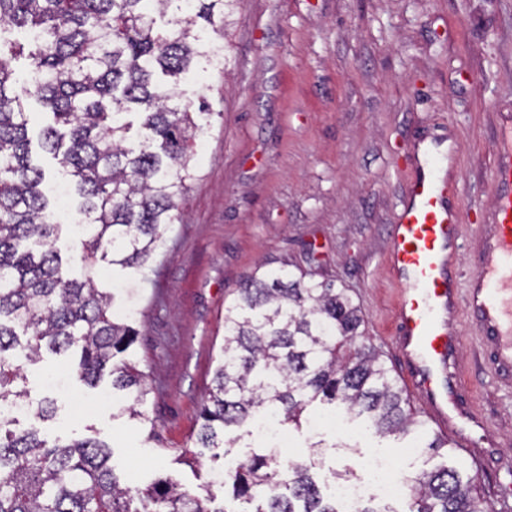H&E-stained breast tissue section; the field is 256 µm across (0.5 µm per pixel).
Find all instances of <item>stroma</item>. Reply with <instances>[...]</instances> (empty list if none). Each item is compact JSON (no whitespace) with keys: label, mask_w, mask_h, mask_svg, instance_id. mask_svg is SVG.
Here are the masks:
<instances>
[{"label":"stroma","mask_w":512,"mask_h":512,"mask_svg":"<svg viewBox=\"0 0 512 512\" xmlns=\"http://www.w3.org/2000/svg\"><path fill=\"white\" fill-rule=\"evenodd\" d=\"M223 44L225 60L201 64L179 87L182 101L209 104L197 118L199 177L151 270L124 282L115 301L136 312L155 439L144 442L135 420L114 414L110 380L88 387L48 352L23 365L30 401L56 399L58 411L48 421L18 415L17 430L106 443L115 475L132 488L163 477L195 493L214 471L266 453L244 433L217 457L196 445L224 311L256 268L347 289L364 343L407 385L385 251L413 171L411 147L421 138L458 143L465 220L486 224L500 118L512 114V0H237ZM24 106L49 189L60 175L40 133L52 116L34 98ZM460 329L468 398L492 422L480 463L453 448L405 453V441L342 416L332 427L290 431L281 461L303 460L318 442L322 486L340 474L366 478L369 459L383 453L397 457L402 476L447 463L475 475L481 498L512 495V377L487 376L468 318Z\"/></svg>","instance_id":"stroma-1"}]
</instances>
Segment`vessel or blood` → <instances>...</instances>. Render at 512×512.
I'll return each mask as SVG.
<instances>
[{
	"label": "vessel or blood",
	"instance_id": "1",
	"mask_svg": "<svg viewBox=\"0 0 512 512\" xmlns=\"http://www.w3.org/2000/svg\"><path fill=\"white\" fill-rule=\"evenodd\" d=\"M414 160L417 172L404 186L386 248L390 274L401 286L395 341L431 422L477 460L475 434L486 421L464 400L457 324L468 315L495 375H512V116L500 125L491 223H465L458 187L441 177L443 159L432 146H421ZM474 240L479 258L467 274L459 258Z\"/></svg>",
	"mask_w": 512,
	"mask_h": 512
}]
</instances>
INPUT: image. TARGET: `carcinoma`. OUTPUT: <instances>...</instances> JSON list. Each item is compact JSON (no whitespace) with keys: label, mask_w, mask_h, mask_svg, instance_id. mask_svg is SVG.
<instances>
[{"label":"carcinoma","mask_w":512,"mask_h":512,"mask_svg":"<svg viewBox=\"0 0 512 512\" xmlns=\"http://www.w3.org/2000/svg\"><path fill=\"white\" fill-rule=\"evenodd\" d=\"M237 0H0V28L37 33L30 52L41 80L17 87L15 46L0 48V408L32 406L23 366L46 349L71 357L77 377L96 386L104 375L125 392L130 416L147 439L148 374L138 368L132 314L109 313L110 296L96 283L101 262L124 280L158 256L167 226L195 178L197 123L175 102L181 75L209 58L199 43L202 22L224 36L226 10ZM34 96L53 114L43 145L79 198L84 216L82 280L68 275L53 247L60 225L41 190L44 171L31 162L21 97ZM140 117L138 145L129 144ZM361 311L346 289L296 278L284 270L254 272L224 313L223 357L201 404L198 442L229 448L226 431L253 434L272 414L300 429L316 403L364 418L382 436H412L422 450L448 439L429 436L381 354L361 341ZM22 329L20 342L16 329ZM0 416V512H235L233 501L258 502L256 512H338L311 475L315 460L283 467L275 451L253 454L224 474L231 499L181 490L159 480L131 490L108 466V446L93 439L62 443L35 431L17 433ZM406 512H487L474 476L441 465L410 479Z\"/></svg>","instance_id":"cac0c4a2"}]
</instances>
